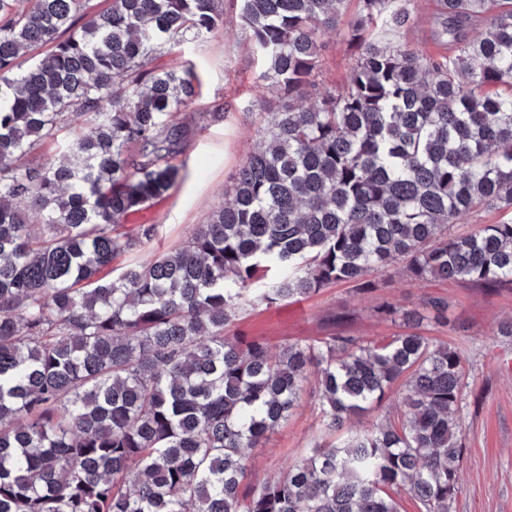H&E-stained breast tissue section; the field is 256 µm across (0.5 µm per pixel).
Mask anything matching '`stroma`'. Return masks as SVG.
Returning a JSON list of instances; mask_svg holds the SVG:
<instances>
[{"label": "stroma", "mask_w": 512, "mask_h": 512, "mask_svg": "<svg viewBox=\"0 0 512 512\" xmlns=\"http://www.w3.org/2000/svg\"><path fill=\"white\" fill-rule=\"evenodd\" d=\"M240 0H224V25L202 40L184 45L200 78V94L189 110L191 132L180 156L185 167L169 195L130 216L128 226L153 224L157 234L145 250L122 256L125 264L142 261L179 246L196 225L206 223L223 202L263 125L262 102L270 92L259 81L263 57L250 44L238 20ZM418 22L386 32L394 43H409L439 55L437 0H415ZM320 77L343 83L354 63L351 50L336 33L324 36ZM375 289L341 283L307 298L275 306H245L227 333L261 340L272 351L288 343L340 334L382 340L399 334L398 322L380 319L379 306L412 308L430 296L448 303V324L427 321L424 333L458 346L465 358L467 388L458 408L464 455L454 512H512V338L499 335L512 320V284L427 279L410 281L392 270L375 271ZM322 425L315 380L302 386L296 409L280 422L260 450L252 478L264 481L286 471L317 442L333 441Z\"/></svg>", "instance_id": "obj_1"}]
</instances>
